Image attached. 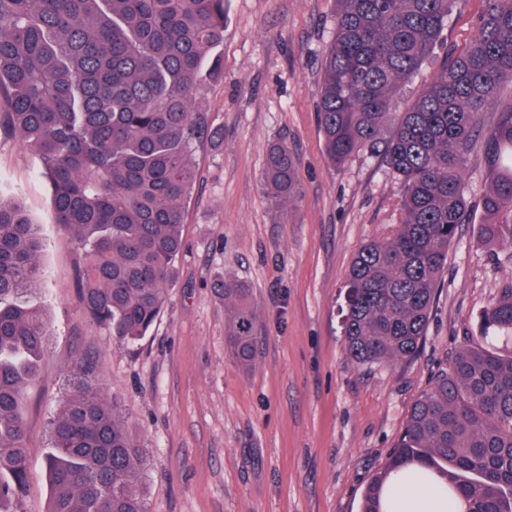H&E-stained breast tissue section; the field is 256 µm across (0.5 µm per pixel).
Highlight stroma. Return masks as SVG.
<instances>
[{
  "mask_svg": "<svg viewBox=\"0 0 512 512\" xmlns=\"http://www.w3.org/2000/svg\"><path fill=\"white\" fill-rule=\"evenodd\" d=\"M483 0H457L440 41L395 99L405 111L464 45ZM336 0H226L223 61L195 107L212 124L183 203V251L152 330L122 343L77 301L79 253L54 219L34 150L0 134V199L20 204L44 240L40 300L51 327L42 371L26 391L25 512H47V421L78 358L94 361L150 450L151 512H360L415 401L464 342L463 331L512 281V245L477 241L485 177L470 168V221L448 252L426 338L394 367L345 354L344 283L362 243L398 219V182L378 154H326L316 101L334 38ZM287 141L298 193L265 192L269 146ZM249 288L256 359L227 342L230 308L215 286Z\"/></svg>",
  "mask_w": 512,
  "mask_h": 512,
  "instance_id": "1",
  "label": "stroma"
}]
</instances>
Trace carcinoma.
I'll return each mask as SVG.
<instances>
[{
  "label": "carcinoma",
  "mask_w": 512,
  "mask_h": 512,
  "mask_svg": "<svg viewBox=\"0 0 512 512\" xmlns=\"http://www.w3.org/2000/svg\"><path fill=\"white\" fill-rule=\"evenodd\" d=\"M454 0H337L317 103L326 152L341 164L381 149L400 181L399 222L354 256L342 308L347 358L389 366L416 357L448 250L465 223L471 154L488 186L479 242L512 243V105L488 131L478 117L512 84V0H484L475 34L391 120L394 96L421 69ZM224 0H0V128L38 154L56 223L81 253L78 303L112 336L137 341L163 309L182 249V202L208 130L194 108L221 69ZM285 142L265 185L297 193ZM41 236L0 200V512H23L25 391L50 326L38 296ZM231 353L256 357L248 289L228 281ZM512 339V284L464 336ZM72 390L47 422L48 512H150L149 448L99 368L75 362ZM441 482L469 512H512V353L466 344L412 406L394 449L366 486L361 512H388L392 477Z\"/></svg>",
  "instance_id": "cac0c4a2"
}]
</instances>
